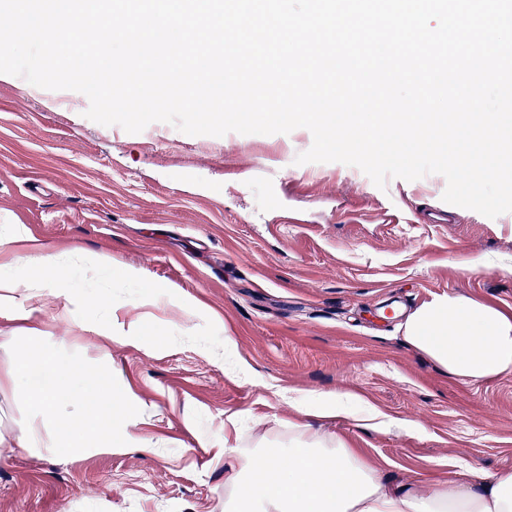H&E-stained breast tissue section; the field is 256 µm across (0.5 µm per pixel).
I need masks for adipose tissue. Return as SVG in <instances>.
Listing matches in <instances>:
<instances>
[{
  "label": "adipose tissue",
  "instance_id": "1",
  "mask_svg": "<svg viewBox=\"0 0 512 512\" xmlns=\"http://www.w3.org/2000/svg\"><path fill=\"white\" fill-rule=\"evenodd\" d=\"M2 251L10 252L12 260L0 264V309L19 293L34 294L47 286L63 296L71 288L72 265L43 253L35 239L19 234L0 238ZM36 270L43 271V280L33 278ZM403 339L464 383L512 373V311L477 298L448 294L424 302L408 316ZM55 367V353L40 337L16 344L13 378L32 412L31 423L16 436L18 447L82 453L137 442V422L125 398L82 364L65 368L52 387L29 386L30 371ZM70 404L82 411L76 429L62 419L63 407ZM103 409L121 417V425L103 420ZM241 457L230 512H512V472L475 468L465 484L439 478L423 488L393 487L355 449L316 433L260 455L247 449Z\"/></svg>",
  "mask_w": 512,
  "mask_h": 512
}]
</instances>
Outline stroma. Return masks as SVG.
I'll return each mask as SVG.
<instances>
[{
    "mask_svg": "<svg viewBox=\"0 0 512 512\" xmlns=\"http://www.w3.org/2000/svg\"><path fill=\"white\" fill-rule=\"evenodd\" d=\"M88 107L76 91L0 80V234L79 253L75 291L98 303L78 325L53 289L18 295L0 336L41 337L59 362L110 373L146 445L12 447L31 413L9 375L15 350L0 345V512H225L239 467L216 454L225 433L253 451L287 446L297 395L353 393L386 416L383 430L358 415L310 425L391 484L512 472V374L448 376L391 311L448 294L512 309V212L452 205L449 223L422 224L418 210L443 204L442 175L380 188L354 166L296 164L313 143L305 128L130 134ZM138 319L143 343L125 338ZM228 338L236 369L215 357Z\"/></svg>",
    "mask_w": 512,
    "mask_h": 512,
    "instance_id": "stroma-1",
    "label": "stroma"
}]
</instances>
